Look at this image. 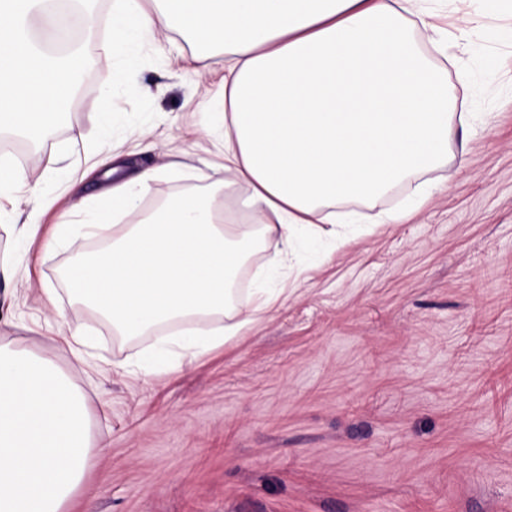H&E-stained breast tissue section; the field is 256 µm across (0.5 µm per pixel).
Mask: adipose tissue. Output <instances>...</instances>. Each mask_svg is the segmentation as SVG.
Instances as JSON below:
<instances>
[{"instance_id": "ef3b65f1", "label": "adipose tissue", "mask_w": 512, "mask_h": 512, "mask_svg": "<svg viewBox=\"0 0 512 512\" xmlns=\"http://www.w3.org/2000/svg\"><path fill=\"white\" fill-rule=\"evenodd\" d=\"M42 0H0V134L53 129L84 68L86 26L62 36L58 56L26 27ZM411 0H123L112 17L115 56L177 26L198 46L232 57L224 70L222 190L179 192L138 209L162 174L113 167L79 197V223L57 225L95 244L63 269L68 298L118 336L186 319L202 325L163 340L152 368L178 351L192 360L251 323L233 286L257 252L287 260L295 236L329 207L373 202L448 165L455 98L447 69L426 52L436 31ZM223 318L218 329L204 322ZM77 362L65 371L0 336V512H70L93 455L77 382L88 343L69 324Z\"/></svg>"}]
</instances>
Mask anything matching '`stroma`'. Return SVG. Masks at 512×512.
Listing matches in <instances>:
<instances>
[{
	"mask_svg": "<svg viewBox=\"0 0 512 512\" xmlns=\"http://www.w3.org/2000/svg\"><path fill=\"white\" fill-rule=\"evenodd\" d=\"M116 5L95 0L91 85L56 131L34 150L0 138V157L28 171L0 197V253L24 258L0 275V336L70 369L40 297L49 285L102 367L85 389L95 450L72 512H512V9L472 0L480 26L448 51L467 119L451 126L447 170L354 206L344 244L326 224L286 266L256 253L237 303L250 306L258 273L275 268L273 309L193 361L127 375L113 364L143 363L151 339L113 335L59 278L84 238L47 250L12 231L48 196L51 233L71 180L95 193L102 91L115 160L165 170L141 209L224 182V127L206 107L224 95L223 52L164 29L118 79L105 65Z\"/></svg>",
	"mask_w": 512,
	"mask_h": 512,
	"instance_id": "stroma-1",
	"label": "stroma"
}]
</instances>
